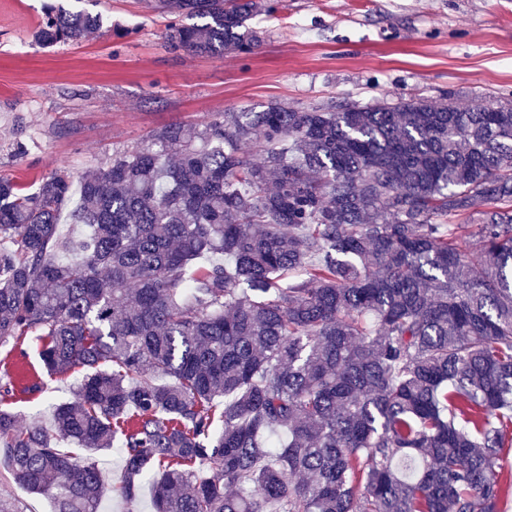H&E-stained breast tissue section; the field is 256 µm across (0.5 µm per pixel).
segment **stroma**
Instances as JSON below:
<instances>
[{
    "mask_svg": "<svg viewBox=\"0 0 512 512\" xmlns=\"http://www.w3.org/2000/svg\"><path fill=\"white\" fill-rule=\"evenodd\" d=\"M100 14L97 31L43 47L33 33L48 2ZM155 0H0V179L35 190L54 172L79 181L154 130L269 103L307 107L386 97L475 105L512 102V0H274L252 26L251 53L193 55L165 40ZM79 370L48 376L38 343L0 347V405L20 423L51 424ZM38 391H30V384ZM105 473L99 512H153L152 485L133 503L116 489L123 454H95Z\"/></svg>",
    "mask_w": 512,
    "mask_h": 512,
    "instance_id": "obj_1",
    "label": "stroma"
}]
</instances>
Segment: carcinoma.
Instances as JSON below:
<instances>
[{"mask_svg": "<svg viewBox=\"0 0 512 512\" xmlns=\"http://www.w3.org/2000/svg\"><path fill=\"white\" fill-rule=\"evenodd\" d=\"M167 41L247 54L259 0H161ZM98 15L46 6L34 38ZM273 189H267L268 184ZM0 181V346L79 367L51 427L0 408V467L98 512L91 457L155 512H503L512 446V103L383 100L172 123L80 180ZM476 240L467 251L464 245ZM63 251L79 255L73 262Z\"/></svg>", "mask_w": 512, "mask_h": 512, "instance_id": "cac0c4a2", "label": "carcinoma"}]
</instances>
